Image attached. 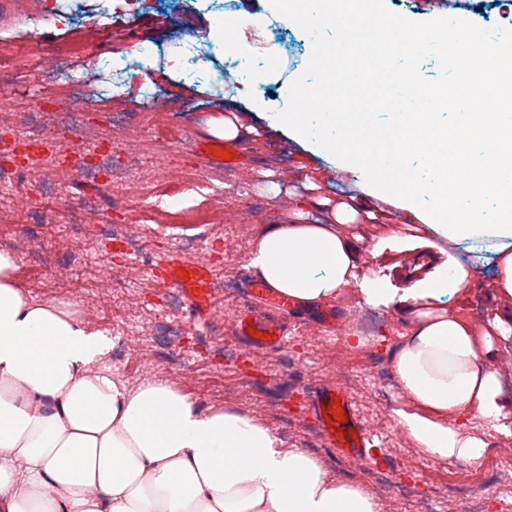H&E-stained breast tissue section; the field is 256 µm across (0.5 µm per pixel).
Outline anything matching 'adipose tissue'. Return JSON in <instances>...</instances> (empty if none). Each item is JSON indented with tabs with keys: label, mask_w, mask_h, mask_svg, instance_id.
Here are the masks:
<instances>
[{
	"label": "adipose tissue",
	"mask_w": 512,
	"mask_h": 512,
	"mask_svg": "<svg viewBox=\"0 0 512 512\" xmlns=\"http://www.w3.org/2000/svg\"><path fill=\"white\" fill-rule=\"evenodd\" d=\"M403 187L452 214L436 227L450 243L494 242L495 293L511 300L512 208L490 224L443 180L408 171ZM360 241L342 225L294 219L252 238L249 266L305 305L344 299L354 286L367 303L405 313L392 362L417 410L403 424L432 455L478 463L483 440L455 421L502 416L493 352L512 319L485 324L449 310L471 280L452 259L401 290L362 278ZM17 270L0 249V512H378L368 489L335 478L254 417L114 372L106 330L35 297Z\"/></svg>",
	"instance_id": "ef3b65f1"
}]
</instances>
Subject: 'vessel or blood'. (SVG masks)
Listing matches in <instances>:
<instances>
[{
    "mask_svg": "<svg viewBox=\"0 0 512 512\" xmlns=\"http://www.w3.org/2000/svg\"><path fill=\"white\" fill-rule=\"evenodd\" d=\"M143 273L150 280L182 289L190 315L211 311L214 304L210 288L212 270L205 260H187L172 251L155 265L144 268ZM246 288L255 303L240 312L236 324L238 334L248 337L250 345L262 350L283 348L288 323L298 318L299 307L281 300L258 281L248 280ZM307 402L326 445L338 449L344 460L384 462L381 437L361 422L347 388L332 382L313 385L307 392ZM336 403L344 409L346 419L327 422L325 413Z\"/></svg>",
    "mask_w": 512,
    "mask_h": 512,
    "instance_id": "vessel-or-blood-1",
    "label": "vessel or blood"
}]
</instances>
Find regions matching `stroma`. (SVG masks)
Wrapping results in <instances>:
<instances>
[{
  "label": "stroma",
  "instance_id": "obj_1",
  "mask_svg": "<svg viewBox=\"0 0 512 512\" xmlns=\"http://www.w3.org/2000/svg\"><path fill=\"white\" fill-rule=\"evenodd\" d=\"M45 3L21 0L16 21L0 27V129L23 145L53 143L89 154L83 166L58 168L0 156V168L11 174L10 182L0 183V206L13 204L16 213L15 223H0V249L11 250L20 266L38 273L42 286L35 296L64 299L69 309L84 302L94 320L141 315L142 333L152 344L144 377H160L162 368L178 360V389L201 406L263 421L331 474L367 488L402 479L431 499V512H450L444 487L459 480L494 492L498 450L512 446V435H484L486 448L475 466L434 457L401 425L402 415L415 410L402 393L382 409L374 406L368 384L350 388L363 422L390 437L383 465L351 467L325 445L304 389L341 380L337 363L358 369L371 358L391 360L404 330L393 309L368 305L354 292L342 301L306 307L279 351L253 350L235 330L239 309L249 302L245 281L251 274L249 239L236 234V225L253 232L298 212L323 221L328 214L313 207L314 199L349 197L383 209L384 223L403 222L399 170H389L381 189L372 190L363 167H339L329 152L274 118L287 103L291 81L306 67L308 35L284 21L272 46L251 45L239 54L244 75L228 88V47L250 18L269 21V0H137L113 16L108 34L98 20L102 0H80L62 21L48 16ZM68 50L77 51L73 66L84 77L83 106L76 112L61 79ZM220 113L250 128L238 139V162L230 168L206 164L191 147L192 139L209 137V124ZM155 167L166 169L164 181H153ZM174 191L187 208L213 212L214 223L188 225L182 214L167 210L165 196ZM428 207L423 200L412 209L405 264L397 270L384 256L372 255L373 225H356L363 237L362 274L388 278L401 288L414 266L441 262L442 248H450L473 277L472 291L453 298L452 307L492 320L499 303L490 292L497 272L490 243L449 246L431 227ZM134 231L153 241L141 255L146 263L172 249L190 259L191 243L204 247L211 268L222 271L212 280L214 294L230 302V309L190 317L180 289L140 277L122 255L124 238ZM82 257L111 279V288L96 294L78 288L74 268ZM325 311L336 316L334 332L314 321ZM139 334L114 339V369H122ZM359 334L364 345L351 346L350 337Z\"/></svg>",
  "mask_w": 512,
  "mask_h": 512
}]
</instances>
